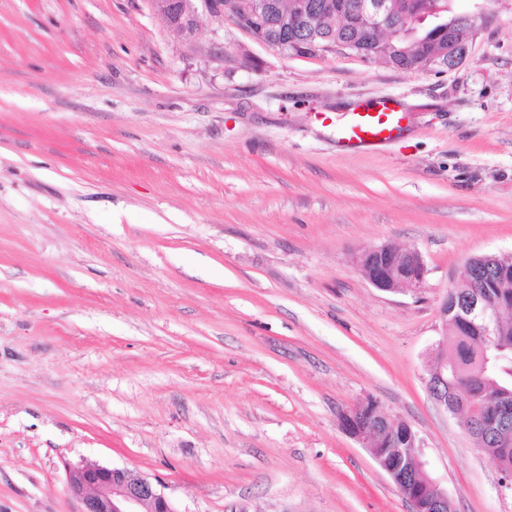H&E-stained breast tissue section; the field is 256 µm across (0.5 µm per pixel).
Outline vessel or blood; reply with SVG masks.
Masks as SVG:
<instances>
[{"label":"vessel or blood","instance_id":"obj_1","mask_svg":"<svg viewBox=\"0 0 512 512\" xmlns=\"http://www.w3.org/2000/svg\"><path fill=\"white\" fill-rule=\"evenodd\" d=\"M405 119V112L392 99L365 102L339 124L338 144L344 149H355L384 143L403 130Z\"/></svg>","mask_w":512,"mask_h":512}]
</instances>
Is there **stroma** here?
<instances>
[{
    "instance_id": "35a3bbf8",
    "label": "stroma",
    "mask_w": 512,
    "mask_h": 512,
    "mask_svg": "<svg viewBox=\"0 0 512 512\" xmlns=\"http://www.w3.org/2000/svg\"><path fill=\"white\" fill-rule=\"evenodd\" d=\"M460 65L285 57L150 0H0V512H81L69 469L175 512H411L341 427L408 424L455 512H512L425 378L471 257L512 253V0ZM393 98L368 150L336 118ZM420 251L385 292L369 246ZM407 119L397 102L389 98L367 101L349 112L338 125V145L344 149L382 144L404 129ZM356 264L368 276L370 283L384 291L406 288L417 291L423 287L427 268L416 249H401L383 244L363 250ZM69 485L82 500L81 512H175L158 480L128 469L97 464L74 468Z\"/></svg>"
}]
</instances>
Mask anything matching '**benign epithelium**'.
<instances>
[{
	"instance_id": "benign-epithelium-1",
	"label": "benign epithelium",
	"mask_w": 512,
	"mask_h": 512,
	"mask_svg": "<svg viewBox=\"0 0 512 512\" xmlns=\"http://www.w3.org/2000/svg\"><path fill=\"white\" fill-rule=\"evenodd\" d=\"M451 0H423L418 6L395 13L389 0H295L292 15L288 20L280 17L279 0H151L154 10L162 15L169 28L182 22H190L186 38L194 36L199 11L221 21L230 20L250 39L261 43L281 55L298 58L326 57L336 54H352L370 60L374 54L385 52L394 59L410 57V50H417L411 65L399 69L423 70L432 67L452 68L466 60L468 40L457 36V30L466 34L478 31L487 17L484 13H455ZM337 16L345 29L355 33L350 41L336 42L316 32L313 22L317 15ZM277 20L283 28L297 26L302 33L305 47L296 49L292 45L273 38H259L255 29L265 30L271 20ZM434 37L448 35L451 48L438 47L432 51L422 50L424 35ZM500 254H485L467 261L463 273L471 275L480 267L492 268L498 264ZM356 264L368 276L370 283L384 291L406 288L417 291L423 287L427 268L423 256L416 249H401L383 244L363 250L356 257ZM442 333L448 335V317L454 316L473 326L482 336L483 374L496 373L500 362L507 358L506 349L498 344L502 320L501 304L493 298L476 293L453 305L443 300L439 308ZM453 372L448 369V358L442 356L429 371L427 387L437 405L451 415L466 413L475 419L476 425L486 434L499 435L512 422V403L495 395L479 404L466 400L460 393L459 402L448 399V378ZM398 425L367 399L346 412L342 427L371 455L393 483L400 486L415 474L424 482V491L408 498L411 512H446L448 494L425 472V463L419 458L420 440L413 439V448L397 450L396 462L389 466L378 456L372 445L378 436L387 434ZM69 485L73 494L83 503L82 512H175L161 489V483L147 475L124 468L102 465H86L70 471Z\"/></svg>"
}]
</instances>
